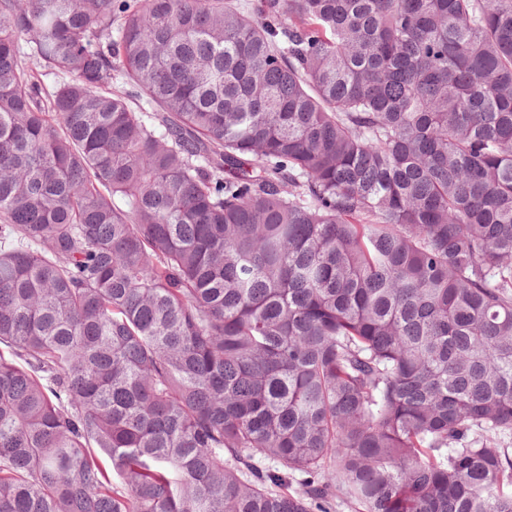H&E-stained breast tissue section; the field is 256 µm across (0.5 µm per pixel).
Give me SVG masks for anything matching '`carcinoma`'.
<instances>
[{"instance_id":"obj_1","label":"carcinoma","mask_w":512,"mask_h":512,"mask_svg":"<svg viewBox=\"0 0 512 512\" xmlns=\"http://www.w3.org/2000/svg\"><path fill=\"white\" fill-rule=\"evenodd\" d=\"M506 434L512 0H0V512H512Z\"/></svg>"}]
</instances>
